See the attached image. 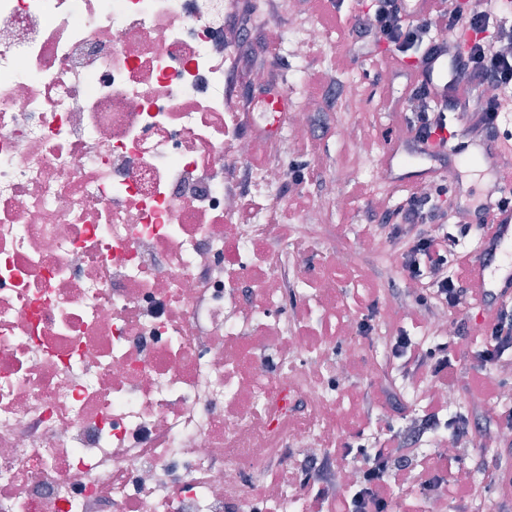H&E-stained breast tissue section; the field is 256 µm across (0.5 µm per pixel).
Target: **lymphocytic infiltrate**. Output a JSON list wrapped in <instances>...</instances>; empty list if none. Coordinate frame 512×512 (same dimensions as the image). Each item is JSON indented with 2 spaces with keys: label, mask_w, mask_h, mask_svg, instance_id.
<instances>
[{
  "label": "lymphocytic infiltrate",
  "mask_w": 512,
  "mask_h": 512,
  "mask_svg": "<svg viewBox=\"0 0 512 512\" xmlns=\"http://www.w3.org/2000/svg\"><path fill=\"white\" fill-rule=\"evenodd\" d=\"M473 34L471 45L449 51L444 40L447 32ZM358 38L370 44H388L393 62L413 57L426 59L434 53L451 52V62L459 73L461 92L437 100L431 88L422 83L407 85L401 129L420 145L443 140L445 134L466 130L480 137L492 133L501 112L512 108V97L490 98L488 85L512 86V57L501 50L503 41L512 38L496 12L470 7L448 8L446 0H429L422 14L409 18L399 0H374L373 10L361 21ZM455 187L447 179L432 185L408 187L398 203L377 199L371 209L373 225L370 241L388 242L402 257L400 276L418 283L429 317L427 332L440 338L443 326L435 313H459L477 302L467 266L470 256L461 242L470 232V224L460 219L457 207L449 204ZM382 343L404 377H414L426 386H434L453 373L454 356L448 343L432 350L415 343L405 333L383 337ZM478 377L491 395L503 387L501 370L512 366V303L504 302L492 314L485 337L475 353ZM430 410L418 421L412 437L388 438L371 454L365 455L362 481L348 503L350 512H388L393 488L430 494L443 478L428 463L415 464L404 453L412 438L436 434L450 428L457 447L466 449L469 461L483 464L484 450L497 437L491 426L466 414L443 420V405L430 401Z\"/></svg>",
  "instance_id": "f902f5d3"
}]
</instances>
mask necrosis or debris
<instances>
[{"label":"necrosis or debris","instance_id":"necrosis-or-debris-1","mask_svg":"<svg viewBox=\"0 0 512 512\" xmlns=\"http://www.w3.org/2000/svg\"><path fill=\"white\" fill-rule=\"evenodd\" d=\"M237 0H0V512H336V277L236 107ZM281 251H273L271 242Z\"/></svg>","mask_w":512,"mask_h":512}]
</instances>
